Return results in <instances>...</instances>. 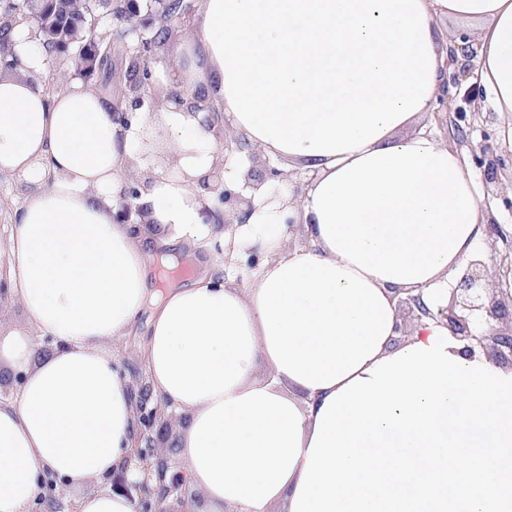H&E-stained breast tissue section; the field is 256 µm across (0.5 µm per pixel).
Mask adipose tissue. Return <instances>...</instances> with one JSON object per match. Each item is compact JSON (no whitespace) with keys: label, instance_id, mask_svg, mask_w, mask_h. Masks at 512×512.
<instances>
[{"label":"adipose tissue","instance_id":"1","mask_svg":"<svg viewBox=\"0 0 512 512\" xmlns=\"http://www.w3.org/2000/svg\"><path fill=\"white\" fill-rule=\"evenodd\" d=\"M442 17L472 35L475 77L512 127V0H201L161 85L180 83L233 134L312 175L286 213L262 188L229 228L202 216L216 161L204 113L165 106L126 128L81 80L46 95L48 54L32 24L18 27L17 64L0 67V174L30 191L0 238V305L26 323H0V512H30L46 477L75 491V512H135L88 485L143 477L139 385L114 346L147 307L144 384L177 416L161 443L196 493L191 512H290L326 398L395 352V292L446 304L449 273L484 240L456 149L404 133L439 98ZM154 127L173 172L137 153ZM134 178L142 214L124 223L113 214ZM186 247L205 252L206 271L154 292L156 257ZM252 247L263 259L238 281Z\"/></svg>","mask_w":512,"mask_h":512}]
</instances>
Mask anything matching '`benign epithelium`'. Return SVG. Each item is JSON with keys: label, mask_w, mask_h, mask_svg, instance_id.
Returning a JSON list of instances; mask_svg holds the SVG:
<instances>
[{"label": "benign epithelium", "mask_w": 512, "mask_h": 512, "mask_svg": "<svg viewBox=\"0 0 512 512\" xmlns=\"http://www.w3.org/2000/svg\"><path fill=\"white\" fill-rule=\"evenodd\" d=\"M146 9H141L139 0H131L134 13L121 19L127 24L124 36L136 39L133 50L127 51L122 59V67L136 71V79L128 82L125 94L133 95L134 105L141 103L142 95L150 90L151 71L144 65L147 55L153 52L152 37L158 17L152 10V0H144ZM458 87L457 82L443 84L442 94L438 100V111L449 114L454 111V102L458 94L451 89ZM158 105L172 104L178 109L193 114L203 110V100L194 96L186 98L180 92H169L166 97L157 99ZM208 130L214 133L217 154L216 161L209 174L204 189L213 202L224 205V210H210V215L238 216L239 223L246 222L254 210V196L248 194L265 186L271 192V199L280 197L275 182L284 177V173L265 164L259 168L255 165L258 151L242 136L233 138L235 151L250 162L242 175V182L232 183L226 178L229 172L223 144L226 143V125L218 112H208L206 120ZM475 162L484 168L486 182L497 185V192L502 196L512 193V183L497 182V170L501 158L491 153V147L479 144L471 147ZM144 185L134 180L123 189L118 214L116 217L128 222L138 212L135 201L140 197ZM484 235L489 251L469 260L457 276L454 286L448 294V302L436 309H431L422 299V291L406 290L398 297V310L403 320L401 331H406L424 318H432L448 327L451 335L466 342L469 351L478 347L488 353V358L499 365H512V292L493 287L495 279L505 270L512 271V246L501 251L497 247L501 239L500 225L487 221ZM151 397L144 393L138 401L139 418L138 442L145 446L136 448V458L147 463L144 478L138 482L125 485L126 491H135L136 512H168L164 507L168 498L181 493L186 485L183 473L172 470V460L163 455L162 449L153 445V429L160 417V405L149 404Z\"/></svg>", "instance_id": "7a95c632"}]
</instances>
